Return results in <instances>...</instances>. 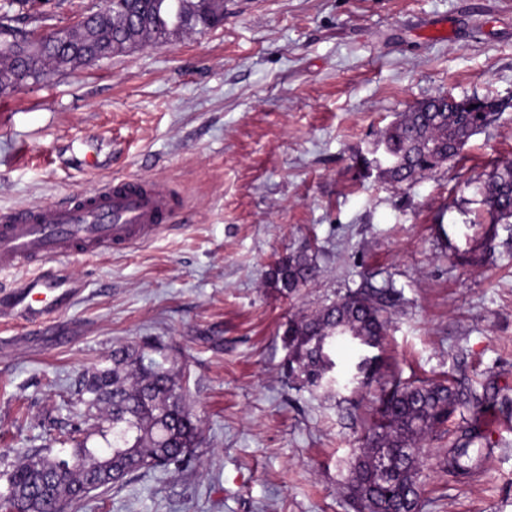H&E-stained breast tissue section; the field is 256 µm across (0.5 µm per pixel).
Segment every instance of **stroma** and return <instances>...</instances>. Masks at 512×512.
Instances as JSON below:
<instances>
[{"instance_id": "35a3bbf8", "label": "stroma", "mask_w": 512, "mask_h": 512, "mask_svg": "<svg viewBox=\"0 0 512 512\" xmlns=\"http://www.w3.org/2000/svg\"><path fill=\"white\" fill-rule=\"evenodd\" d=\"M102 0H27L19 25L72 26ZM437 94L506 108L459 161L417 181L361 177L381 130ZM512 159V0H224V23L0 94V211L114 178L167 183L183 217L130 251L51 263L73 301L0 321V471L88 429L83 373L120 346L175 361L198 419L195 467L140 471L79 512H356L349 463L369 397L296 388L288 320L392 281L383 377L458 382L495 404L477 470L427 441L421 512H512V223L475 224ZM310 250L292 296L267 273Z\"/></svg>"}]
</instances>
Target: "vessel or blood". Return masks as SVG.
Here are the masks:
<instances>
[{"label": "vessel or blood", "mask_w": 512, "mask_h": 512, "mask_svg": "<svg viewBox=\"0 0 512 512\" xmlns=\"http://www.w3.org/2000/svg\"><path fill=\"white\" fill-rule=\"evenodd\" d=\"M185 203L166 186L122 179L60 205L0 212V270L41 267L71 256H104L132 249L169 227ZM26 293L0 303V319H37L56 305L58 284L36 276Z\"/></svg>", "instance_id": "1"}]
</instances>
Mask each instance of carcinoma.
Wrapping results in <instances>:
<instances>
[{
	"label": "carcinoma",
	"instance_id": "1",
	"mask_svg": "<svg viewBox=\"0 0 512 512\" xmlns=\"http://www.w3.org/2000/svg\"><path fill=\"white\" fill-rule=\"evenodd\" d=\"M0 4V94L30 83L49 81L55 74L122 55L146 43H164L187 30L204 32L224 21V0H109L76 25L51 31V40L37 41L18 26L14 6ZM502 107L490 97L456 99L432 96L401 115L363 158L396 184L412 183L439 164L460 156L462 147L496 121L489 108ZM485 207L476 223L494 226L512 219V161L497 163L481 186ZM318 268L303 251L277 260L269 269L271 287L292 294L313 281ZM392 286L350 290L337 300L285 324L288 376L300 386L322 389L329 377H341L337 348L346 343L360 351L352 371L362 389L381 372L383 340L388 330L387 308ZM148 343L112 350V367L86 372L79 400L93 418V431L83 433L62 465L51 452L28 456L4 474L0 512H72L91 492L112 480L89 463L94 456L111 459L124 475L140 470L186 469L191 464L198 428L183 395L174 365L150 355ZM491 403L450 381L413 383L394 378L381 390L366 434V447L354 453L347 490L358 512H420L423 485L421 448L429 437L444 432L459 410L470 411L471 433L445 452L448 471L469 473L472 432ZM385 463L388 475L379 473Z\"/></svg>",
	"mask_w": 512,
	"mask_h": 512
}]
</instances>
